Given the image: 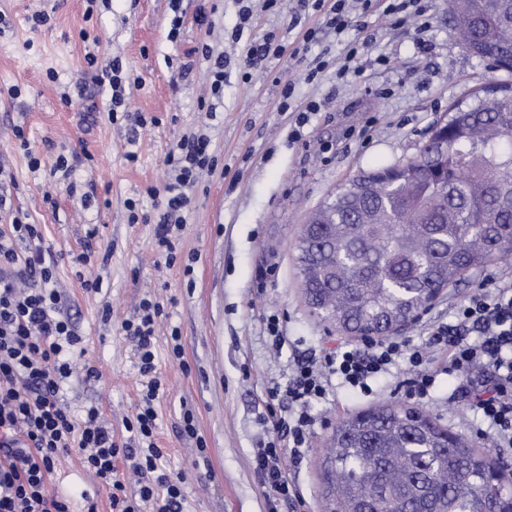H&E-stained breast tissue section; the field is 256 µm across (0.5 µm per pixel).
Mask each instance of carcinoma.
I'll use <instances>...</instances> for the list:
<instances>
[{
    "mask_svg": "<svg viewBox=\"0 0 512 512\" xmlns=\"http://www.w3.org/2000/svg\"><path fill=\"white\" fill-rule=\"evenodd\" d=\"M453 34L512 72V0H448ZM441 150L363 172L301 225L300 286L317 318L394 335L469 273L512 260V97L448 113ZM488 455L413 407L341 418L329 439V512H512Z\"/></svg>",
    "mask_w": 512,
    "mask_h": 512,
    "instance_id": "obj_1",
    "label": "carcinoma"
}]
</instances>
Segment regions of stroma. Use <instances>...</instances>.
<instances>
[{
  "mask_svg": "<svg viewBox=\"0 0 512 512\" xmlns=\"http://www.w3.org/2000/svg\"><path fill=\"white\" fill-rule=\"evenodd\" d=\"M426 6L430 26L420 35L390 18H373L362 74L340 79V37L322 29L319 44L302 52L303 35L319 18L297 11L296 0H281L274 10L252 0L246 24L237 0H181L184 25L174 42L168 38L170 0H110L105 7L87 0H0V12L12 20L0 35V160L12 179L0 183V191L10 193L13 203L12 213H0V231L13 215H28L41 225L46 245L62 254L57 286L84 338L82 360L101 371L92 386L70 378L64 398L77 410L98 407L115 437L126 438L123 422L135 413L141 390L137 346L121 324L136 315L144 297L163 305L154 337L163 389L157 443L166 450L163 471L184 480L186 512H269L254 463L267 440L266 390L286 384L298 360L339 336L312 316L300 288L295 241L309 212L358 173L414 156L437 119L453 105L474 103L477 91L502 77L454 37L448 0H427ZM37 10L47 11L52 22L33 31L26 18ZM201 11L208 16L203 26L195 22ZM239 26L243 36L231 43ZM270 36L281 44L282 56L262 63L248 81L230 67L216 115L207 117L201 101L208 75L197 63V48L211 40L236 57ZM89 52L102 65L121 60L137 77L126 90L127 119L112 124L106 113H88L87 102H61L65 86L83 79ZM319 55L329 66L307 82L305 70ZM50 70L57 81L47 79ZM288 82L299 103L321 105L295 143L288 140L292 116L281 109ZM14 85L22 91L16 98L8 94ZM137 115L150 118V125L135 127ZM17 125L43 159L38 172L29 170V149L15 140ZM198 132L210 137L217 166L192 192L177 260L169 266L153 249L154 225L130 223L125 202L136 199L142 212H152L155 200L147 190L162 188L167 152L182 136ZM82 150L92 158L73 171L70 193L52 165L57 154ZM131 150L137 153L133 162L126 157ZM89 192L97 204L86 209L82 199ZM48 193L55 205L45 204ZM91 224L99 234L83 264L78 257L88 246ZM95 277L102 291L91 295L81 281ZM510 278L512 262L491 263L446 290L403 337L424 343L430 328L448 322L451 308L472 288ZM107 306L112 314L106 320ZM272 315L279 319L278 340L266 329ZM175 328L184 347L179 360L169 354ZM401 379L395 370L384 374L369 397L331 384L327 400L313 409L304 458L290 471L297 496L280 502L278 512H324L322 460L337 421L404 404ZM456 386L453 377L439 375L423 410L512 475V451L496 448L480 432L467 402L455 399ZM187 410L198 432L194 439L178 431Z\"/></svg>",
  "mask_w": 512,
  "mask_h": 512,
  "instance_id": "1",
  "label": "stroma"
}]
</instances>
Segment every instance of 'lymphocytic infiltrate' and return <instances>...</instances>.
Returning a JSON list of instances; mask_svg holds the SVG:
<instances>
[{
    "instance_id": "1",
    "label": "lymphocytic infiltrate",
    "mask_w": 512,
    "mask_h": 512,
    "mask_svg": "<svg viewBox=\"0 0 512 512\" xmlns=\"http://www.w3.org/2000/svg\"><path fill=\"white\" fill-rule=\"evenodd\" d=\"M300 11L320 17L303 36L305 45L319 41L321 28L343 34L357 28L358 38L344 46L345 64L337 69L345 77L348 65L357 61L371 42L367 19L379 14L399 23L420 21L423 0H297ZM94 83L108 90L104 108L116 119L125 102L130 77L120 60L99 65L94 54L85 57ZM168 177L162 189H150L156 197L153 214H140L137 202L127 199L131 222L156 223L155 248L166 264L176 261L174 239L182 231L191 209V192L203 171L213 169L216 159L206 135L194 134L177 141L166 157ZM59 257L45 246L39 225L13 219L9 231L0 232V512H101L96 496L74 498L50 492L62 459L78 453L82 469L109 491L108 512H183L186 501L181 481L161 473L164 456L156 443L158 412L155 402L161 382L156 374L152 340L163 306L142 299L134 318L122 329L138 346L142 378L140 403L125 428L135 442L117 441L96 406L74 411L63 398V386L72 375L83 338L63 310L56 286ZM477 333L468 340L466 330ZM448 357L447 372L458 379L467 402L480 416L497 446L512 447V280L485 281L451 312L448 324L431 328L424 345L412 347L399 336H388L363 345L342 340L324 348L311 361L298 362L286 385L267 390L269 408L265 422L271 438L257 449L255 460L264 487L273 499L295 497L286 465H300L309 444L314 418L313 403L327 394L328 376H336L347 388L369 396L378 377L393 366L403 365L400 383L406 399L429 397L438 376L436 354ZM287 399L288 412L280 414L275 401ZM124 459L125 472L115 462ZM138 478V493H126L125 476Z\"/></svg>"
}]
</instances>
